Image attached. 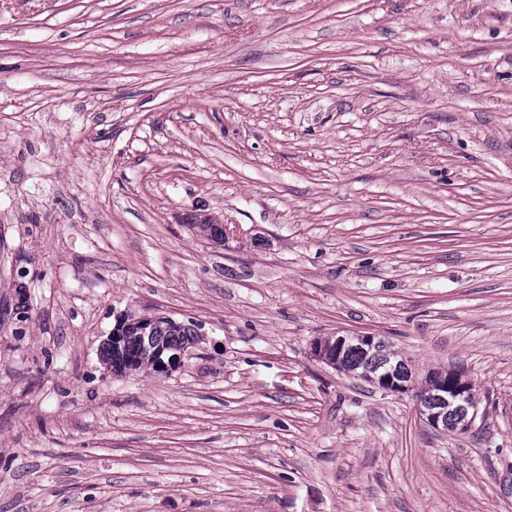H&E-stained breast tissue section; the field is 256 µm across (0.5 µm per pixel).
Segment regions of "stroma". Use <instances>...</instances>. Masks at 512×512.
<instances>
[{"mask_svg":"<svg viewBox=\"0 0 512 512\" xmlns=\"http://www.w3.org/2000/svg\"><path fill=\"white\" fill-rule=\"evenodd\" d=\"M0 512H512V0H0ZM146 318L150 317L128 315V325L125 329V317H117L116 324L106 341L118 344V341L125 337L119 346L104 342L100 351L102 361L114 374L123 375L148 366L157 371V352L161 348L165 352L187 349L200 340L198 328L194 324L161 319L156 325L155 344L152 345L149 341L143 340L138 331L142 319ZM332 339L331 341H329ZM379 336L358 334L354 336H331L318 339L312 345L313 355L320 361L332 365L348 346L354 344L366 351L374 352L381 344ZM355 347L342 355L336 365V370L361 375L369 366L377 365L379 359L375 354H367L363 349ZM392 368V362L388 361L385 364V372H383L382 374H371L368 372L367 374L371 380V383L382 390L397 394H403L414 391V394H416V398L418 401L422 402V400H428L427 398L430 395L429 391H424L426 394H423V392L417 394V391L423 385L422 383L421 385H418L416 380L399 382L393 378ZM448 370L428 371L424 377L426 386L432 387V398L425 401L424 406L419 403L420 414L426 423L434 430L448 432H464L470 427L476 414V386L468 377L449 374L448 377H436Z\"/></svg>","mask_w":512,"mask_h":512,"instance_id":"35a3bbf8","label":"stroma"}]
</instances>
